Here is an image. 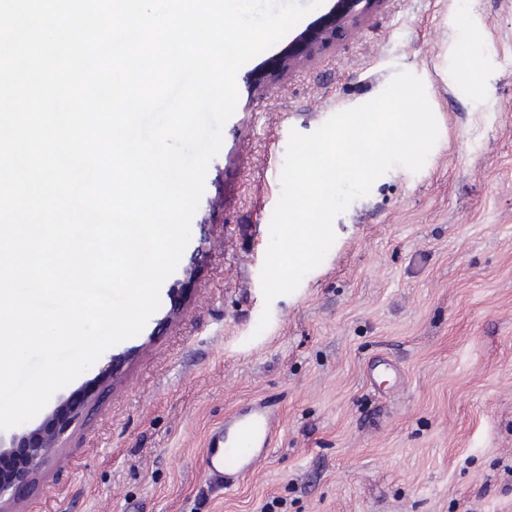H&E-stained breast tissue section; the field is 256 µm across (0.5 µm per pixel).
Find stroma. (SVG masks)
I'll use <instances>...</instances> for the list:
<instances>
[{"mask_svg": "<svg viewBox=\"0 0 512 512\" xmlns=\"http://www.w3.org/2000/svg\"><path fill=\"white\" fill-rule=\"evenodd\" d=\"M335 6L238 73L241 122L223 128L180 269L109 348L111 373L94 363L42 409L93 393L12 512H512V0H378L280 71ZM401 70L439 125L424 166L377 178L322 264L265 303L290 132ZM261 398L280 409L273 448L213 487L210 432Z\"/></svg>", "mask_w": 512, "mask_h": 512, "instance_id": "obj_1", "label": "stroma"}]
</instances>
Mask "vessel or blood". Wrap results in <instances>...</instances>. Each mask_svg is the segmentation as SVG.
<instances>
[{"instance_id": "b4317fda", "label": "vessel or blood", "mask_w": 512, "mask_h": 512, "mask_svg": "<svg viewBox=\"0 0 512 512\" xmlns=\"http://www.w3.org/2000/svg\"><path fill=\"white\" fill-rule=\"evenodd\" d=\"M280 412L259 401L226 416L209 435L204 450L210 481L223 485L225 471L245 475L255 470L276 441Z\"/></svg>"}]
</instances>
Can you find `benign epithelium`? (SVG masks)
Masks as SVG:
<instances>
[{
  "label": "benign epithelium",
  "mask_w": 512,
  "mask_h": 512,
  "mask_svg": "<svg viewBox=\"0 0 512 512\" xmlns=\"http://www.w3.org/2000/svg\"><path fill=\"white\" fill-rule=\"evenodd\" d=\"M377 2L379 0H338L337 12L327 17L319 27L302 33L297 47L288 50V54L278 60V68L289 71L303 66L317 47L336 36V31L344 25L347 18L364 14ZM89 399L90 396L86 393L72 396L60 402L51 415L36 428L13 434L7 444L0 439L1 462L11 457V449H26L24 460L14 468L10 478L0 481V504L7 500L13 501L21 492L35 487L55 448L59 447L73 419L84 409Z\"/></svg>",
  "instance_id": "benign-epithelium-1"
}]
</instances>
